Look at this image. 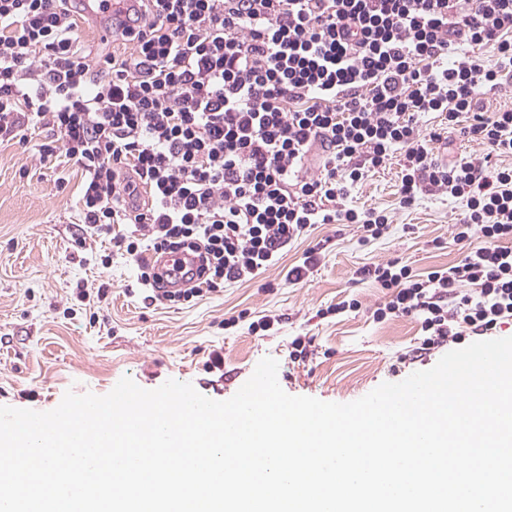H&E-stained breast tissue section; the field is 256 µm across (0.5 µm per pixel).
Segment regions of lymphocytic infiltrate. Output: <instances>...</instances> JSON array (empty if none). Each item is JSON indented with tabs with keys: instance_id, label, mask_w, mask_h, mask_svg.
<instances>
[{
	"instance_id": "obj_1",
	"label": "lymphocytic infiltrate",
	"mask_w": 512,
	"mask_h": 512,
	"mask_svg": "<svg viewBox=\"0 0 512 512\" xmlns=\"http://www.w3.org/2000/svg\"><path fill=\"white\" fill-rule=\"evenodd\" d=\"M83 21L77 0H0V144L46 131L40 160L82 170L83 223L134 226L115 243L139 284L160 288L150 252L203 258L163 290L175 303L254 278L316 224L382 236L386 212L336 201L397 153L401 207L465 201L463 251L424 275L363 266L390 292L374 320L418 317L425 351L512 322V167L489 162L512 156V110L482 101L512 82V0H127L111 23L126 51L98 57ZM488 43L495 63L466 52ZM431 114L441 127L422 134ZM455 127L485 161L439 162Z\"/></svg>"
}]
</instances>
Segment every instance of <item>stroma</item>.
<instances>
[{
    "label": "stroma",
    "mask_w": 512,
    "mask_h": 512,
    "mask_svg": "<svg viewBox=\"0 0 512 512\" xmlns=\"http://www.w3.org/2000/svg\"><path fill=\"white\" fill-rule=\"evenodd\" d=\"M42 138L0 145V405L45 412L66 391L104 395L125 376L147 390L188 382L222 401L267 356L278 361L286 393L349 403L443 356L440 348L415 356L416 317L374 321L389 292L357 274L391 259L423 274L459 256L453 226L465 201L425 192L400 207V155L341 201L389 213L382 237L365 238L354 224H318L253 279L162 304L147 300L111 236L83 224L75 205L81 171L62 156L40 161ZM309 250L316 262L307 277L288 284V268ZM351 299L358 307L336 312ZM259 321L270 329L252 331ZM297 338L306 354L294 359Z\"/></svg>",
    "instance_id": "stroma-1"
}]
</instances>
